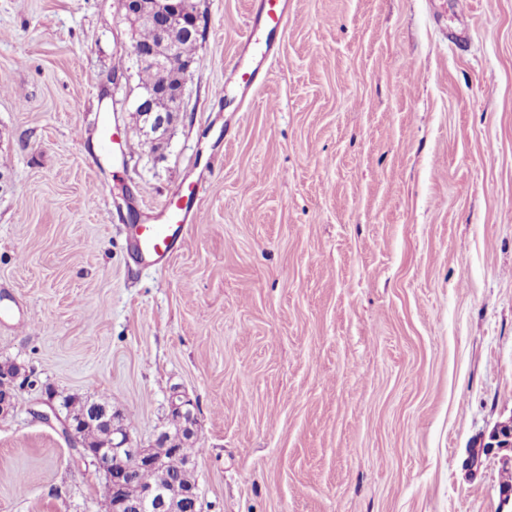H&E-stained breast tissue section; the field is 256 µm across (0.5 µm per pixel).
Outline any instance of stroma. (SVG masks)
<instances>
[{
  "label": "stroma",
  "instance_id": "stroma-1",
  "mask_svg": "<svg viewBox=\"0 0 512 512\" xmlns=\"http://www.w3.org/2000/svg\"><path fill=\"white\" fill-rule=\"evenodd\" d=\"M195 3L155 149L118 0H0V363L28 379L0 512L102 510L46 399H108L146 446L175 392L201 512H498L499 456L465 461L512 418V0H290L246 95L252 0ZM198 179L182 248L141 262L128 225ZM127 142L116 127L114 130L110 127H104L100 131L97 148L102 155H111L112 157L122 156L125 152Z\"/></svg>",
  "mask_w": 512,
  "mask_h": 512
}]
</instances>
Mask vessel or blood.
<instances>
[{
	"instance_id": "obj_1",
	"label": "vessel or blood",
	"mask_w": 512,
	"mask_h": 512,
	"mask_svg": "<svg viewBox=\"0 0 512 512\" xmlns=\"http://www.w3.org/2000/svg\"><path fill=\"white\" fill-rule=\"evenodd\" d=\"M288 21V0H259L252 20L253 31L243 37L234 68V82L242 91H251L266 80L267 64L276 56L273 42L258 46L254 30L265 28L275 32L286 28ZM126 146L120 130L109 127L101 130L97 143L100 154L118 157L124 154ZM199 188V183H191L187 191L157 208L149 223L135 225L133 241L140 257L161 263L181 245L185 225L198 217L194 202Z\"/></svg>"
}]
</instances>
